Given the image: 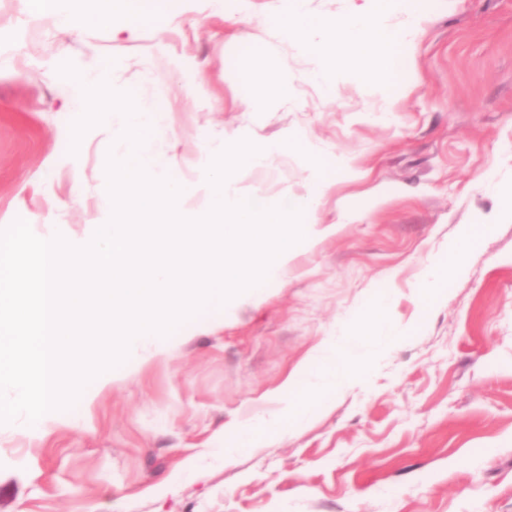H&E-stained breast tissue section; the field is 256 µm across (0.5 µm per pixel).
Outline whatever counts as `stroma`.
<instances>
[{"label":"stroma","mask_w":512,"mask_h":512,"mask_svg":"<svg viewBox=\"0 0 512 512\" xmlns=\"http://www.w3.org/2000/svg\"><path fill=\"white\" fill-rule=\"evenodd\" d=\"M161 29L112 34L30 19L0 0V226L21 218L81 239L102 222L108 125L69 163L75 118L58 67L112 64L113 88L166 89L158 157L189 186L225 136L297 138L351 157L317 219L371 207L335 235L298 246L284 285L221 316L200 312L44 428L0 424V512H512V0H432L391 114L373 115L359 80L323 94L319 62L280 39L285 0H168ZM269 201L310 183L299 152L243 168ZM461 275L423 298L420 272L464 226ZM379 288L404 336L304 427L225 460L227 428L279 409L289 373L359 322Z\"/></svg>","instance_id":"35a3bbf8"}]
</instances>
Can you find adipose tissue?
Instances as JSON below:
<instances>
[{
    "label": "adipose tissue",
    "instance_id": "1",
    "mask_svg": "<svg viewBox=\"0 0 512 512\" xmlns=\"http://www.w3.org/2000/svg\"><path fill=\"white\" fill-rule=\"evenodd\" d=\"M37 17L51 18L62 29L79 30L90 25H106L119 33L143 23H164L163 0H119V8L104 5L80 10L74 0H36ZM427 0H363L346 14L332 19L314 18L304 12V0H288L282 34L300 52L320 60L309 78L325 94H334L346 73L366 69L367 82L379 101L378 110L388 114L396 101L393 85L400 72V56L418 37L425 19ZM464 266L457 244H449L448 259L431 262L420 274L422 296L445 293L450 277L460 275ZM397 298L393 288L379 289L372 306L377 315L357 328L339 327L327 351L313 355L288 376V395L277 414L227 430L224 454L256 447L269 434L281 436L303 426L313 413L330 406L351 380L353 372L366 371L367 359L358 358L359 340L381 346L398 335L399 328L388 316Z\"/></svg>",
    "mask_w": 512,
    "mask_h": 512
}]
</instances>
